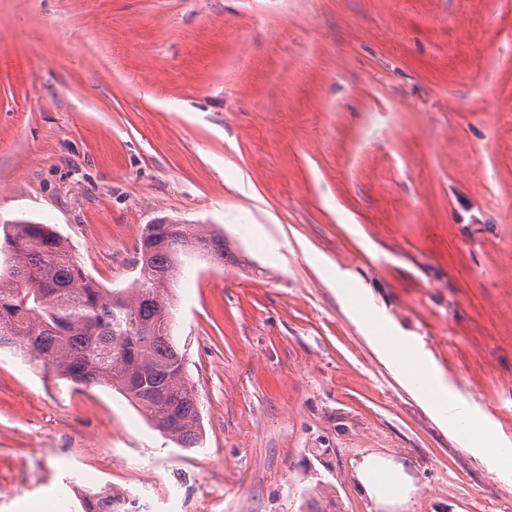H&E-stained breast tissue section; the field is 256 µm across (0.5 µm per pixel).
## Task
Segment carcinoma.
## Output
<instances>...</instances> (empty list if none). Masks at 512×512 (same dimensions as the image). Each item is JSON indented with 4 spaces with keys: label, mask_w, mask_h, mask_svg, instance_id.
<instances>
[{
    "label": "carcinoma",
    "mask_w": 512,
    "mask_h": 512,
    "mask_svg": "<svg viewBox=\"0 0 512 512\" xmlns=\"http://www.w3.org/2000/svg\"><path fill=\"white\" fill-rule=\"evenodd\" d=\"M193 246L236 263L224 237L192 224L145 226L134 287H101L48 224L16 220L0 251V346L10 345L77 389L109 386L181 448L199 445L200 412L173 342L168 292Z\"/></svg>",
    "instance_id": "cac0c4a2"
}]
</instances>
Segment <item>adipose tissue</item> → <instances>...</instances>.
Listing matches in <instances>:
<instances>
[{"mask_svg": "<svg viewBox=\"0 0 512 512\" xmlns=\"http://www.w3.org/2000/svg\"><path fill=\"white\" fill-rule=\"evenodd\" d=\"M339 296L379 357L397 371L436 420L468 451L512 475V442L498 433L490 415L456 390L412 336L385 319L368 289L344 288ZM355 475L366 494L387 510L408 506L413 500L415 488L410 477L402 464L390 457L362 456Z\"/></svg>", "mask_w": 512, "mask_h": 512, "instance_id": "ef3b65f1", "label": "adipose tissue"}]
</instances>
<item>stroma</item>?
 <instances>
[{"label":"stroma","instance_id":"35a3bbf8","mask_svg":"<svg viewBox=\"0 0 512 512\" xmlns=\"http://www.w3.org/2000/svg\"><path fill=\"white\" fill-rule=\"evenodd\" d=\"M164 216L248 258H186L173 290L201 446L0 348V512L104 486L382 512L368 453L412 476L408 512H512L337 296L370 288L512 441V0H0V226L52 225L120 290Z\"/></svg>","mask_w":512,"mask_h":512}]
</instances>
